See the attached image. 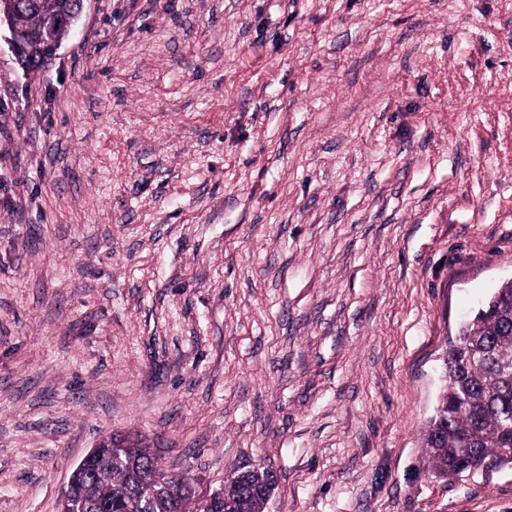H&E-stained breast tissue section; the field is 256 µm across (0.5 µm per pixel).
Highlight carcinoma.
Segmentation results:
<instances>
[{"instance_id": "carcinoma-1", "label": "carcinoma", "mask_w": 512, "mask_h": 512, "mask_svg": "<svg viewBox=\"0 0 512 512\" xmlns=\"http://www.w3.org/2000/svg\"><path fill=\"white\" fill-rule=\"evenodd\" d=\"M18 2L15 28L28 48L43 33L46 12H68L76 0ZM444 371L446 385L423 439L432 476L447 480L472 468L482 467L487 475L512 469V281L461 326ZM159 464L142 442L111 435L74 472V494L90 512H130L137 500L147 512H264L277 485L273 471L246 467L224 480L221 500H192L180 481L160 489L139 479Z\"/></svg>"}]
</instances>
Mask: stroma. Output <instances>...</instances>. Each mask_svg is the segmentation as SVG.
<instances>
[{"mask_svg": "<svg viewBox=\"0 0 512 512\" xmlns=\"http://www.w3.org/2000/svg\"><path fill=\"white\" fill-rule=\"evenodd\" d=\"M0 31V512L107 435L265 512H512L423 434L512 280V0H87ZM14 1L15 0H2L0 2V25L2 20L7 22L10 31L9 44L15 56L22 54V45L25 48H29L37 41L39 36H41L45 26L47 11L61 13L68 12L74 8V10L68 14L54 17L56 26H61L71 31L82 15L85 2H87V0H78L75 6L76 0H18L21 6L19 8L20 14L17 15L15 14L17 6ZM15 28L21 43L17 39ZM68 31L58 30L54 33V36L57 39L62 38L66 40L70 34Z\"/></svg>", "mask_w": 512, "mask_h": 512, "instance_id": "1", "label": "stroma"}]
</instances>
